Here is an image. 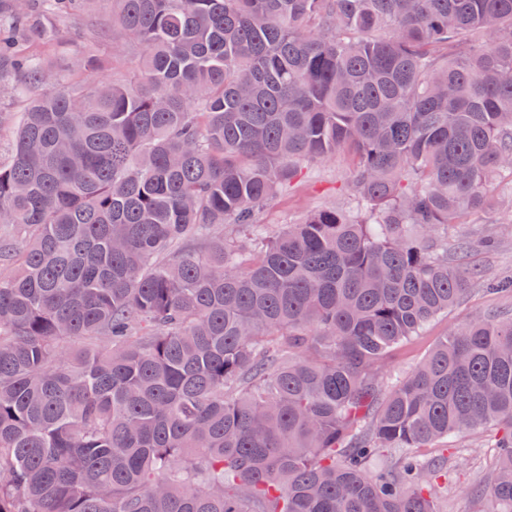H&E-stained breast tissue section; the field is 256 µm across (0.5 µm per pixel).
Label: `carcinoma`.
Returning <instances> with one entry per match:
<instances>
[{
	"label": "carcinoma",
	"instance_id": "cac0c4a2",
	"mask_svg": "<svg viewBox=\"0 0 512 512\" xmlns=\"http://www.w3.org/2000/svg\"><path fill=\"white\" fill-rule=\"evenodd\" d=\"M103 2L132 69L82 83L79 0H0V512H439L444 465L368 462L487 425L512 512V314L376 377L512 174V0ZM338 151L354 209L252 223ZM105 6L95 2L89 9H84L78 16L60 23L56 43L50 50L52 59L63 65L68 55L79 50L90 36L103 24L107 16ZM23 84L18 76L6 79L0 87V107L10 112H21L28 98L23 92Z\"/></svg>",
	"mask_w": 512,
	"mask_h": 512
}]
</instances>
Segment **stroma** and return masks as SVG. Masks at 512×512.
Wrapping results in <instances>:
<instances>
[{
  "instance_id": "stroma-1",
  "label": "stroma",
  "mask_w": 512,
  "mask_h": 512,
  "mask_svg": "<svg viewBox=\"0 0 512 512\" xmlns=\"http://www.w3.org/2000/svg\"><path fill=\"white\" fill-rule=\"evenodd\" d=\"M107 12L98 0L78 16L60 23L56 43L50 51L57 64H64L68 55L79 50L101 26ZM349 160L338 155L308 167L304 180L288 189L272 203L259 210L255 221L275 228L292 222L312 210L348 199L344 188ZM508 205L499 200L496 209L484 213L474 224H452L449 240L468 237L476 240L467 257L468 268H480L494 275L512 274V223L504 218ZM511 313L512 291L493 293L474 286L470 294L447 315L431 322L419 336L395 349L379 369L382 388H389L403 379L428 354L436 340L452 325L488 313ZM494 429L458 433L436 448L420 449L426 460H448V476L440 480L443 512H494V504L477 494L479 479L490 469L497 455L492 443Z\"/></svg>"
}]
</instances>
